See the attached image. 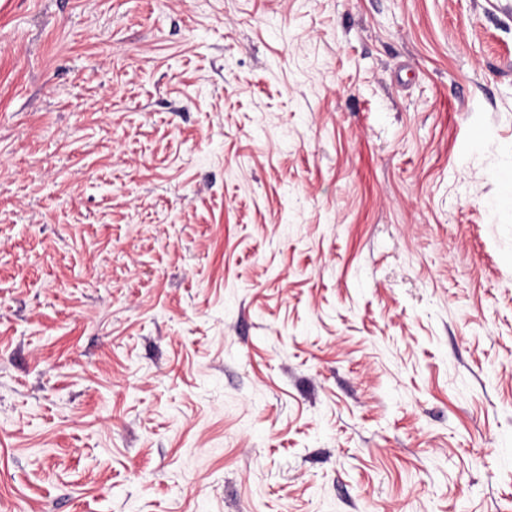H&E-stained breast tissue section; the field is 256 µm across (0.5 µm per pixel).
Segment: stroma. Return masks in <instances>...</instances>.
Here are the masks:
<instances>
[{"mask_svg":"<svg viewBox=\"0 0 512 512\" xmlns=\"http://www.w3.org/2000/svg\"><path fill=\"white\" fill-rule=\"evenodd\" d=\"M0 512H512V0H0Z\"/></svg>","mask_w":512,"mask_h":512,"instance_id":"obj_1","label":"stroma"}]
</instances>
